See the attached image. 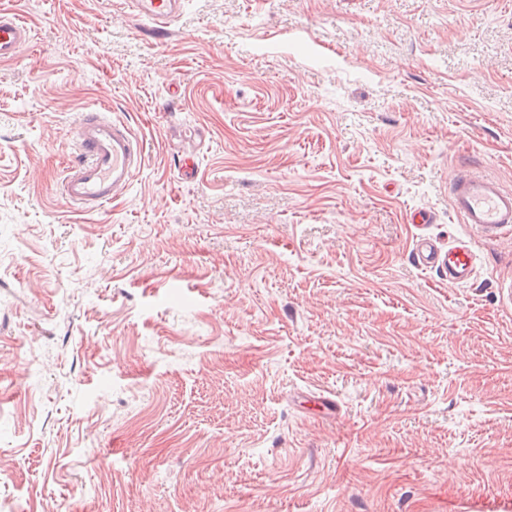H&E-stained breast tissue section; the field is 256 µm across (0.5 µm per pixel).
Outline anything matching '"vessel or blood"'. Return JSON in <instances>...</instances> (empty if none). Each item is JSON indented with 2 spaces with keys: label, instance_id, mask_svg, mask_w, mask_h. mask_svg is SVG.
Masks as SVG:
<instances>
[{
  "label": "vessel or blood",
  "instance_id": "vessel-or-blood-1",
  "mask_svg": "<svg viewBox=\"0 0 512 512\" xmlns=\"http://www.w3.org/2000/svg\"><path fill=\"white\" fill-rule=\"evenodd\" d=\"M157 35L168 33L185 0H124ZM31 39L30 28L11 10L0 9V61L13 60ZM144 147L131 129L101 112L83 115L77 154L61 183L63 197L84 210L100 208L119 195L143 162ZM453 210L485 237L512 230V190L495 177L459 170L449 185ZM414 259L443 272L449 282L468 284L475 272V245L461 238L440 248L429 237L415 243Z\"/></svg>",
  "mask_w": 512,
  "mask_h": 512
}]
</instances>
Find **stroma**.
Instances as JSON below:
<instances>
[{
	"instance_id": "obj_1",
	"label": "stroma",
	"mask_w": 512,
	"mask_h": 512,
	"mask_svg": "<svg viewBox=\"0 0 512 512\" xmlns=\"http://www.w3.org/2000/svg\"><path fill=\"white\" fill-rule=\"evenodd\" d=\"M2 7L0 512H512V232L411 259L512 189V0ZM90 110L145 157L86 214ZM124 4L158 36L168 33L182 13L185 0H124ZM31 39L30 28L11 10L0 9V61L13 60ZM452 209L485 237L512 230V190L495 177L459 170L449 184ZM414 259L422 268L442 271L448 282L465 285L475 272V245L471 239L460 238L448 242V250H443L430 237L422 236L415 243Z\"/></svg>"
}]
</instances>
